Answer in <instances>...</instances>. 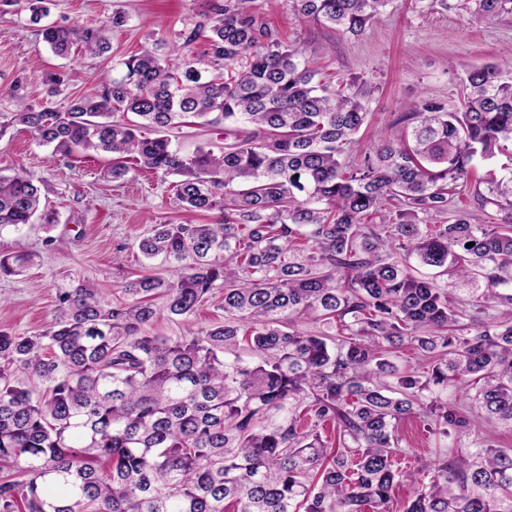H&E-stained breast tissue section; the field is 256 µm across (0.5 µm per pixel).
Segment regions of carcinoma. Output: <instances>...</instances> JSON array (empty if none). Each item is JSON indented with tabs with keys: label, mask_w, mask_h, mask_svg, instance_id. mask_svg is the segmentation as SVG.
<instances>
[{
	"label": "carcinoma",
	"mask_w": 512,
	"mask_h": 512,
	"mask_svg": "<svg viewBox=\"0 0 512 512\" xmlns=\"http://www.w3.org/2000/svg\"><path fill=\"white\" fill-rule=\"evenodd\" d=\"M299 13L360 34L392 0H296ZM458 7L482 22L512 13V0H412ZM254 0L212 5L171 47L116 63L101 87L66 106L20 102L7 129L25 126L63 156H111L175 175L181 209L210 224H156L137 248L173 278L142 275L112 305L98 290L56 289L51 327L0 331V512H390L396 486L414 495L404 512H512V450L477 445L426 463L429 484L393 469L397 423L418 416L433 431L479 433V419L512 427V313L457 333L465 310L448 280L490 310L512 294V50L465 72L463 103H414L398 141L356 161L366 93L315 81L304 51L255 15ZM116 13L98 27L42 29L51 51H111ZM209 31L203 57L184 53ZM224 130L216 153L172 146L186 124ZM503 156L471 188L476 161ZM472 190L506 211L499 224L447 223L454 197ZM378 217V223L371 216ZM57 223L21 169L0 174V231L33 218ZM473 246L466 247L467 243ZM27 253H1L0 276ZM435 276L415 275L416 266ZM224 323L172 340L148 335L160 314L188 322L215 291ZM165 298L163 310L153 298ZM313 313L341 334L308 333ZM410 343L430 360L400 370ZM258 358L245 361L241 346ZM51 382L34 396L23 377ZM475 380V414L440 399L450 382ZM336 425L343 451L329 455L319 426Z\"/></svg>",
	"instance_id": "carcinoma-1"
}]
</instances>
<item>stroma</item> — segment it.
Masks as SVG:
<instances>
[{
    "mask_svg": "<svg viewBox=\"0 0 512 512\" xmlns=\"http://www.w3.org/2000/svg\"><path fill=\"white\" fill-rule=\"evenodd\" d=\"M213 0H56L47 23L96 28L122 13L127 21L111 33L112 50L102 57L61 59L46 50L39 26L29 21L24 0H0V113L16 109L17 99L34 106H63L90 92L104 68L146 50L169 51L177 35L210 23ZM255 12L281 40L299 44L320 79L339 87L349 79L368 89V123L359 133L360 151L401 135V118L414 102L431 99L456 107L465 70L489 63L512 49V14L487 24L459 10L412 9L393 0L357 36L344 35L299 15L293 0H255ZM109 157L93 153L71 160L38 145L23 126L0 136V170L23 168L37 184L58 222L35 223L21 231H0V252L34 255L20 275L0 277V329L18 336L45 331L55 289L80 283L102 298L124 301L126 281L143 274L170 277L167 264L146 261L136 241L153 225L177 221L182 212L172 177L132 167L122 179L105 177ZM221 294L204 302L190 322L160 317L149 335L177 339L188 330L223 323ZM395 469L424 471L426 462L449 454L456 440L429 431L413 418L398 425Z\"/></svg>",
    "mask_w": 512,
    "mask_h": 512,
    "instance_id": "35a3bbf8",
    "label": "stroma"
}]
</instances>
